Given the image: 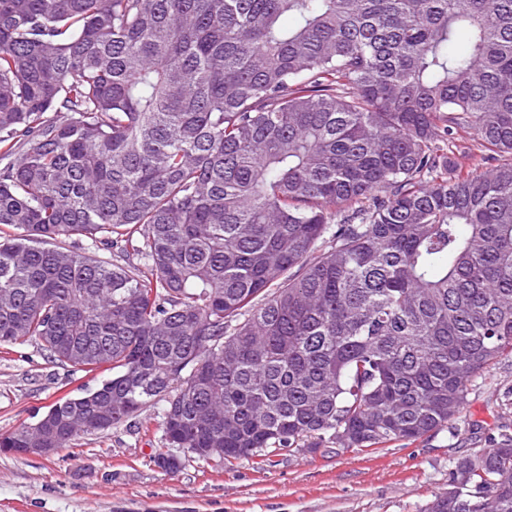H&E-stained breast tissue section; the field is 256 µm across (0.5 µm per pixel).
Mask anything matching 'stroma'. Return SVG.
<instances>
[{
    "label": "stroma",
    "mask_w": 512,
    "mask_h": 512,
    "mask_svg": "<svg viewBox=\"0 0 512 512\" xmlns=\"http://www.w3.org/2000/svg\"><path fill=\"white\" fill-rule=\"evenodd\" d=\"M90 382L36 342L0 348V434ZM162 414L152 405L48 457L0 452V512H423L454 461L512 434V355L477 378L452 425L409 444L284 450L221 469L195 460L168 473L154 461Z\"/></svg>",
    "instance_id": "stroma-1"
}]
</instances>
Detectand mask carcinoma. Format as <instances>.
I'll return each instance as SVG.
<instances>
[{
    "instance_id": "obj_1",
    "label": "carcinoma",
    "mask_w": 512,
    "mask_h": 512,
    "mask_svg": "<svg viewBox=\"0 0 512 512\" xmlns=\"http://www.w3.org/2000/svg\"><path fill=\"white\" fill-rule=\"evenodd\" d=\"M31 340L100 374L46 448L156 401L216 468L448 426L512 354V0H0V346ZM423 512H512V436Z\"/></svg>"
}]
</instances>
